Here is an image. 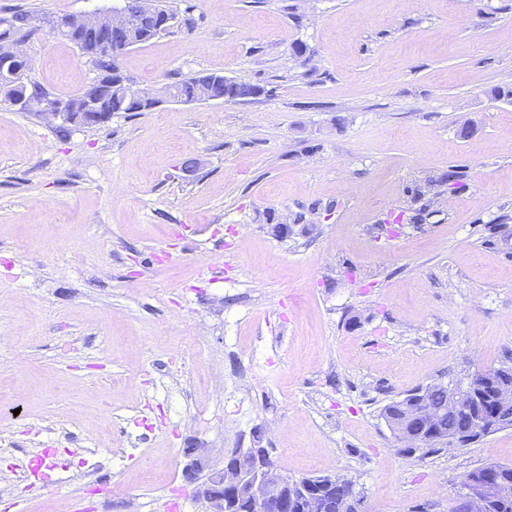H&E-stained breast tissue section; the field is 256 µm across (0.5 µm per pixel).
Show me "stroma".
<instances>
[{"instance_id":"35a3bbf8","label":"stroma","mask_w":512,"mask_h":512,"mask_svg":"<svg viewBox=\"0 0 512 512\" xmlns=\"http://www.w3.org/2000/svg\"><path fill=\"white\" fill-rule=\"evenodd\" d=\"M118 3L0 18L34 13L30 75L66 99L96 72L48 19ZM175 4L196 24L123 54L137 87L263 95L99 128L0 103V512H206L186 449L250 446L363 512H452L512 430L422 459L382 410L512 362V0ZM215 81L216 84L211 85V81ZM238 83H245V82H238L235 80L227 79L224 77V75L218 74V73H202L197 74L191 77H186L184 79H181L180 81H177L172 84H168L172 87L173 92L177 95L181 96H196V95H202L203 93H209L212 92L214 94H209L206 96H203L201 98L197 97L194 100H188L185 103L182 104H197V103H203V102H211V101H220L223 100L222 96L218 95H224V98L229 96L232 97L234 95L236 85ZM247 84V83H245Z\"/></svg>"}]
</instances>
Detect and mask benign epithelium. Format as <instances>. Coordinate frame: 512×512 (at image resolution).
<instances>
[{"label":"benign epithelium","mask_w":512,"mask_h":512,"mask_svg":"<svg viewBox=\"0 0 512 512\" xmlns=\"http://www.w3.org/2000/svg\"><path fill=\"white\" fill-rule=\"evenodd\" d=\"M139 2L141 18L156 34H165L174 27L177 19L160 13L153 0ZM135 24V18L122 5L109 11L55 20L51 29L60 33L96 27L104 41L127 42ZM117 86L124 97L141 104L143 111L173 100L166 86L145 91L126 76L119 79ZM14 106L23 111L34 110L38 116L59 117L65 124L77 120L74 113L66 111L64 104L39 97L24 96ZM483 376V372L473 374L464 387L437 383L413 390L403 399L391 403L393 414L385 417V421L408 448L427 442L445 448H464L489 432L512 429V387L509 385L499 388L490 415L478 419L475 427L467 430L444 428V416L458 410L464 397H472ZM202 469L201 461L192 459L185 467V475L195 484V497L208 505V512H236L242 501L249 502L253 512H362L361 498L348 488V479L332 476L329 492L316 491L308 483L281 474L267 448H236L225 455L221 469L203 479L199 477ZM466 489L467 493L457 500L454 512H487L489 500L500 490V483L470 479Z\"/></svg>","instance_id":"7a95c632"}]
</instances>
